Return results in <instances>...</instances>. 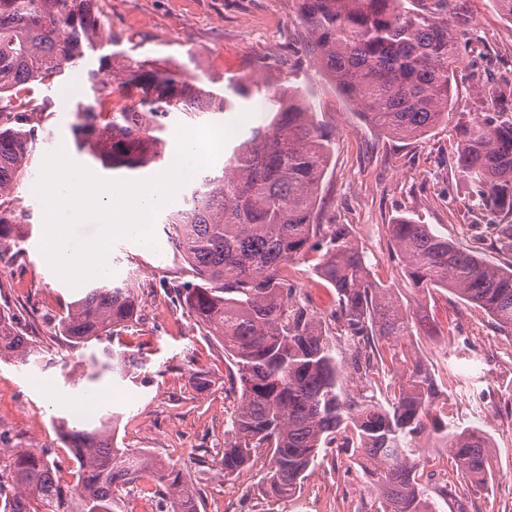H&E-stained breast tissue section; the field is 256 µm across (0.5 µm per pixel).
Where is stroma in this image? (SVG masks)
<instances>
[{"label": "stroma", "mask_w": 512, "mask_h": 512, "mask_svg": "<svg viewBox=\"0 0 512 512\" xmlns=\"http://www.w3.org/2000/svg\"><path fill=\"white\" fill-rule=\"evenodd\" d=\"M474 21L470 39L460 45L453 84L455 110L447 122L418 140L383 137L366 125L320 66L300 53L304 37L299 24V0H100L106 38L86 50L85 68L65 71L51 86L38 85L35 97H50L54 113L43 122L39 136L53 145L38 144L32 173H39L51 146L72 149L74 108L82 99L87 71L102 57L121 54L129 62L169 59L188 63L199 83L216 90L227 77L249 74L260 59L280 61L313 105L334 141L329 169L319 195L317 221L349 225L365 251L375 280L392 288L409 309L425 308L432 335L414 337L417 354L435 372L441 394L456 423L482 429L490 440L491 477L465 483L445 449L426 442L422 458L436 512H512V335L499 332L489 316L445 290L419 298L406 277L388 226L400 216L429 225L487 262L505 258L489 241L475 237L471 196L453 165L460 113L488 112L478 94L491 80H512V20L504 18L493 0H462ZM155 245L119 238L110 252L114 282L134 277L138 284V319L116 337L113 347L147 353L138 381L104 372L95 392H112L111 411L123 420L116 443L144 451L175 465L201 493L200 512H373L375 489L350 448H326L291 500L275 502L264 495L267 463L255 458L240 473L222 470L224 427L234 405L224 391L227 374L224 349L204 335L185 310L174 305L166 282L191 280L188 265L171 279L150 272L147 264L168 258L177 249L164 231L154 228ZM44 227L34 224L25 242L28 287H15L0 274V306L13 310L19 328L41 352L40 365L17 367L0 363V423L13 427L19 448H61L52 420L65 416L80 424L90 416L54 403L43 381L62 383L60 366L76 358L56 337L54 319L60 300L82 295L60 280L48 266L41 248ZM314 255L289 264L292 279L309 284L305 298L331 324L335 305L327 288L318 286ZM207 373L212 386L198 392L194 372ZM449 495H440L441 487Z\"/></svg>", "instance_id": "35a3bbf8"}]
</instances>
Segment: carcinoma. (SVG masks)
<instances>
[{
	"mask_svg": "<svg viewBox=\"0 0 512 512\" xmlns=\"http://www.w3.org/2000/svg\"><path fill=\"white\" fill-rule=\"evenodd\" d=\"M411 2L416 7L406 0H300L299 10L306 56L371 128L401 140L421 138L448 119L459 37L473 27L460 0H433L431 8ZM104 32L99 0H0V93L24 102L22 110L0 103V242L12 243L11 258L20 263L26 251L17 226L31 223L32 213L18 189L36 150L37 117L52 107L20 92L53 82ZM104 72L125 91V105L105 113L98 96L80 101L71 130L76 151L114 179L164 167L165 120L172 116L222 115L252 100L269 113L268 123L230 145L219 172L201 175L163 219L194 274L171 288L227 358L235 404L224 430V474L240 472L261 451L269 462L266 494L286 501L321 449L354 448L375 487V512H435L415 443L428 431L467 479L486 480L488 439L478 428L457 427L435 406L432 369L411 347L399 344L387 359L373 350L381 340L428 336L430 327L372 280L347 225L315 223L332 134L298 88L282 91L267 78L242 75L215 93L174 67L109 61L90 74L91 90ZM479 94L492 111L460 119L455 166L484 213L491 245L512 256V83L490 82ZM389 228L417 291L445 289L512 335V262L489 264L412 218ZM310 252L318 255L316 275L336 292L335 320L354 349L346 361L285 277L288 264ZM136 316L134 280L116 285L100 277L82 297L60 302L55 331L82 350L127 330ZM36 355L0 313V362L27 365ZM140 364L105 346L79 380L93 382L102 369L127 374ZM346 373L376 386L383 401L344 395ZM115 418L107 413L79 429L58 417L59 438L77 463L69 479L51 453L9 449V463L0 465V512H116L119 489L144 479L167 512H199L200 494L180 471L116 446Z\"/></svg>",
	"mask_w": 512,
	"mask_h": 512,
	"instance_id": "cac0c4a2",
	"label": "carcinoma"
}]
</instances>
